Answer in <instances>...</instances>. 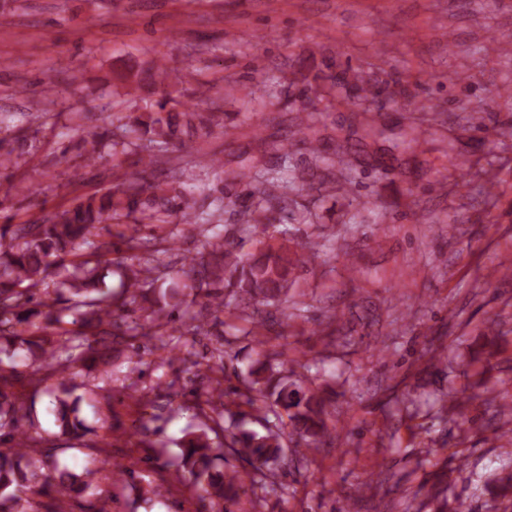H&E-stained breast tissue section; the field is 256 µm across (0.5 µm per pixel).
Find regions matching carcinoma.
<instances>
[{
  "instance_id": "cac0c4a2",
  "label": "carcinoma",
  "mask_w": 512,
  "mask_h": 512,
  "mask_svg": "<svg viewBox=\"0 0 512 512\" xmlns=\"http://www.w3.org/2000/svg\"><path fill=\"white\" fill-rule=\"evenodd\" d=\"M167 79L166 65L155 62L142 81L162 85V98L117 126L132 136L139 132L148 136V144L130 163L132 172H115L112 187L77 196L37 222L0 225V512H74L77 508L112 512V485L120 481L112 467V447L120 437L110 426L100 439L78 445L89 450L97 462L94 468L79 471L62 466L52 449L42 446V435L33 431L27 398L14 392L21 377L19 367L30 357L38 366L29 385L33 392L49 397L56 435L68 439L85 436L82 396L76 394L79 387L92 380L112 383L107 351L114 343L131 348L126 380L139 371L142 357L137 343L143 337L152 342L155 369H164L178 351L207 379V389L193 406L202 427L186 434L163 474L139 486L146 503L164 502L170 492L165 487L166 474L173 472L194 496L209 502L212 512H243L244 499L252 503L270 492L290 494L289 485L273 480L274 465L284 452L304 466L308 454L331 438L326 417L335 391L326 384L295 378V371L285 368V350H262L257 366L238 376L240 386L232 391L235 398L226 401L223 379L217 376L224 372V350L218 348L207 360H199L173 318V311H180L198 333L208 326L207 317L248 304L253 306L247 318L249 333L258 336L267 321L261 307L276 304L288 293L295 271L319 258L317 249L292 250L282 244L241 256L215 233L207 242V252L182 258L175 270L185 286L201 293L199 311L187 315L181 302H169L166 292L155 287L170 269L158 255L174 250L175 236L167 230L168 224L178 218L192 230L208 233L223 221L226 207L224 197H216L212 209L201 214L185 186L158 180L162 165L170 162V139L179 133L192 137L203 129L223 127L216 113L187 108L185 89ZM356 88L353 75L338 78L315 73L303 77L299 93L320 99L339 92L341 102L363 114L369 137L377 134L379 114L358 102L353 94ZM314 122V113L303 110L294 118L295 133L308 139ZM79 139L88 159L107 150L114 156L127 154L122 135L115 132L83 127ZM308 150L316 160V172L309 179L284 177L285 171H295L286 146L280 149L277 165L264 175L249 169L238 174L242 192L252 199L251 204L239 206L241 221L263 226L305 224L309 210L303 197L308 189L317 185L327 191L347 190L349 179L321 148L311 141ZM102 224L131 226L130 235L119 234L126 250L99 238ZM121 251L125 255L112 257ZM112 265L121 273L117 292L96 287L103 279L101 270ZM127 388L145 407L163 394L173 396V383L163 374L148 386L140 388L133 381ZM249 417L264 422L265 433L247 428ZM227 453L249 463L246 477L216 466L215 461ZM498 483L500 496L506 499L499 512H512V475L499 478ZM89 495L95 502L87 508L83 501Z\"/></svg>"
}]
</instances>
